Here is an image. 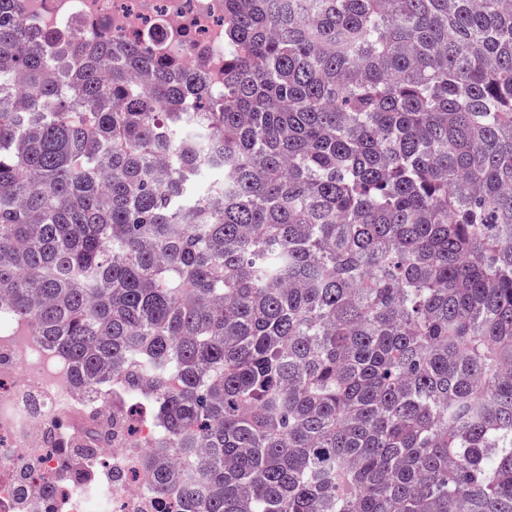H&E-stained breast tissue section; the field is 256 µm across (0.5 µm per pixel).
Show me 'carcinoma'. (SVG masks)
Listing matches in <instances>:
<instances>
[{"mask_svg":"<svg viewBox=\"0 0 512 512\" xmlns=\"http://www.w3.org/2000/svg\"><path fill=\"white\" fill-rule=\"evenodd\" d=\"M208 86L0 0V306L175 512H512V0H224Z\"/></svg>","mask_w":512,"mask_h":512,"instance_id":"1","label":"carcinoma"}]
</instances>
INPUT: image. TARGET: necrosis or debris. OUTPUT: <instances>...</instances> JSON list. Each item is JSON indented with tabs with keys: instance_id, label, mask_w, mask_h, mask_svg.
I'll use <instances>...</instances> for the list:
<instances>
[{
	"instance_id": "1",
	"label": "necrosis or debris",
	"mask_w": 512,
	"mask_h": 512,
	"mask_svg": "<svg viewBox=\"0 0 512 512\" xmlns=\"http://www.w3.org/2000/svg\"><path fill=\"white\" fill-rule=\"evenodd\" d=\"M47 30L146 44L157 56L224 65V0H24ZM112 400L77 390L68 362L14 323L0 324V512H164L147 488L142 442L106 435Z\"/></svg>"
}]
</instances>
